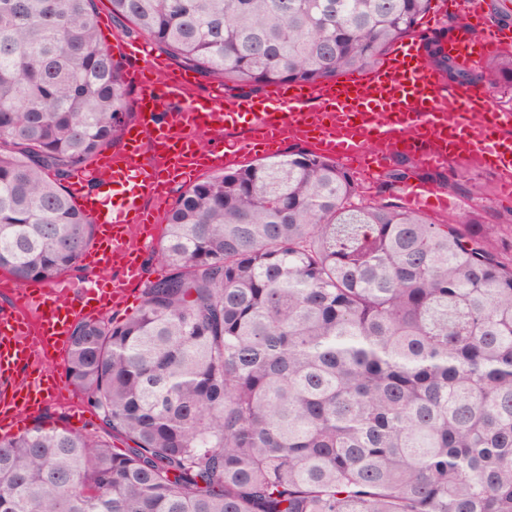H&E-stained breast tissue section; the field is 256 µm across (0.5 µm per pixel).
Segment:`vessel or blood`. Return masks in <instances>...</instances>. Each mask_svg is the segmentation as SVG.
<instances>
[{
    "label": "vessel or blood",
    "instance_id": "b4317fda",
    "mask_svg": "<svg viewBox=\"0 0 512 512\" xmlns=\"http://www.w3.org/2000/svg\"><path fill=\"white\" fill-rule=\"evenodd\" d=\"M449 5L466 16L443 46L449 56L480 60L504 44L503 31L483 24L477 0H449ZM126 49L144 61L131 74L138 119L126 127L120 152L100 157L70 182L79 211L96 226L82 263L109 276L79 287L66 278L20 286L8 274L0 275V284L11 289V304L0 312L1 438L18 434L26 415L63 395L61 383L42 367L41 356L66 351L78 309L103 314L126 306L132 284L143 275L140 226L149 198L234 164L256 148L273 152L287 139L312 144L319 154L369 176L401 153L430 168L477 159L504 178L512 177V111L496 106L483 81L448 84L426 63L416 38L399 43L364 73L319 85H281L259 100L229 96L219 83L204 96H193L189 76L172 75L165 62L152 58L146 39L131 40ZM242 121L252 130L250 141L225 146V129ZM203 132L212 136L205 149L197 142ZM146 139L163 147L164 157L142 163ZM94 179L109 186V197L88 191ZM404 198L413 211L434 210L446 202L423 184L407 185Z\"/></svg>",
    "mask_w": 512,
    "mask_h": 512
}]
</instances>
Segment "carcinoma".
Listing matches in <instances>:
<instances>
[{
	"instance_id": "1",
	"label": "carcinoma",
	"mask_w": 512,
	"mask_h": 512,
	"mask_svg": "<svg viewBox=\"0 0 512 512\" xmlns=\"http://www.w3.org/2000/svg\"><path fill=\"white\" fill-rule=\"evenodd\" d=\"M110 2L112 20L226 88L364 71L431 8ZM488 9L512 22L506 0ZM425 52L470 80L439 40ZM485 73L512 92V51ZM129 111L94 0H0V269L17 282L78 268L94 226L64 182ZM411 168L395 159L388 185ZM358 189L309 151L187 188L141 305L73 326L66 379L104 434L37 423L0 438V512H512L499 225L359 204Z\"/></svg>"
}]
</instances>
